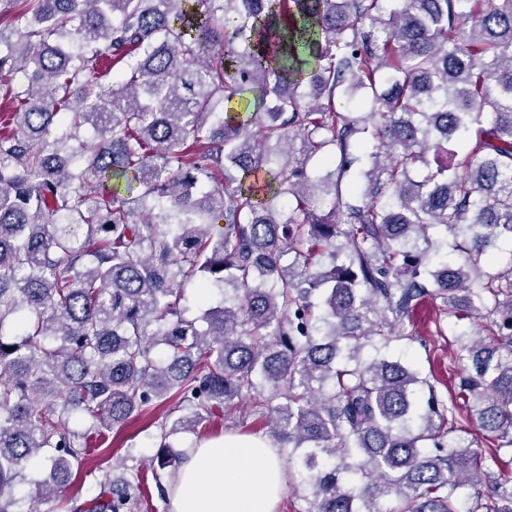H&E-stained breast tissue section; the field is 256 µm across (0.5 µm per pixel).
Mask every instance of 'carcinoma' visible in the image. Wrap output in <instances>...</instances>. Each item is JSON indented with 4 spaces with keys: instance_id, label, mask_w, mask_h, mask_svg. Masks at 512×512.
I'll list each match as a JSON object with an SVG mask.
<instances>
[{
    "instance_id": "carcinoma-1",
    "label": "carcinoma",
    "mask_w": 512,
    "mask_h": 512,
    "mask_svg": "<svg viewBox=\"0 0 512 512\" xmlns=\"http://www.w3.org/2000/svg\"><path fill=\"white\" fill-rule=\"evenodd\" d=\"M0 2L15 10L0 28V512L61 496L89 452L73 410L112 428L178 397L148 463L160 489L186 456L167 439L259 380L286 390L266 417L303 449L312 512H380L384 496L393 512H512V473L447 441L456 400L423 410L415 371L361 357L432 297L478 320L459 333L458 394L512 447V249L483 267L512 244V0ZM247 90L244 117L231 103ZM453 139L465 151L432 167ZM437 227L463 236L456 261ZM198 275L221 293L204 329L180 309ZM141 484L106 480L65 512H134Z\"/></svg>"
}]
</instances>
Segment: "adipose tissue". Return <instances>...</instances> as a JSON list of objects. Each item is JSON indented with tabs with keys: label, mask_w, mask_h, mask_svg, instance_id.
<instances>
[{
	"label": "adipose tissue",
	"mask_w": 512,
	"mask_h": 512,
	"mask_svg": "<svg viewBox=\"0 0 512 512\" xmlns=\"http://www.w3.org/2000/svg\"><path fill=\"white\" fill-rule=\"evenodd\" d=\"M286 488L266 439L227 435L189 449L168 485L170 512H276Z\"/></svg>",
	"instance_id": "obj_1"
}]
</instances>
